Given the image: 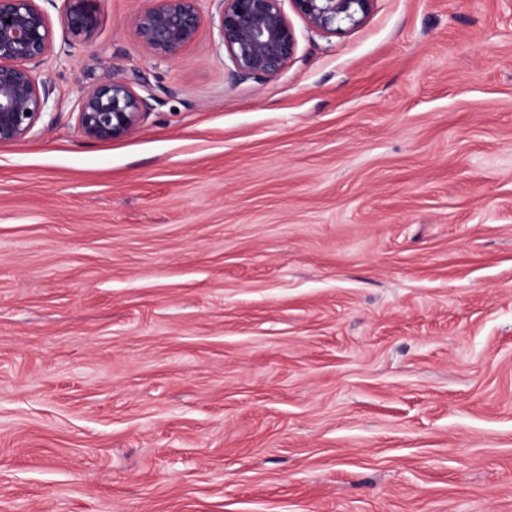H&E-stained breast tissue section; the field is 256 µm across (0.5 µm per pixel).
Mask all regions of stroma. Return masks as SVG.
<instances>
[{
  "instance_id": "stroma-1",
  "label": "stroma",
  "mask_w": 512,
  "mask_h": 512,
  "mask_svg": "<svg viewBox=\"0 0 512 512\" xmlns=\"http://www.w3.org/2000/svg\"><path fill=\"white\" fill-rule=\"evenodd\" d=\"M61 0L0 144V512H512V0H375L235 75L217 0ZM155 101L85 138L107 74ZM98 0H62V19L67 32L78 42L88 41L99 26ZM200 0H150L134 17L141 46L152 53L174 57L192 43L203 24Z\"/></svg>"
}]
</instances>
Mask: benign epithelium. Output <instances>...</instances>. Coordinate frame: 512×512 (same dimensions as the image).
<instances>
[{
    "mask_svg": "<svg viewBox=\"0 0 512 512\" xmlns=\"http://www.w3.org/2000/svg\"><path fill=\"white\" fill-rule=\"evenodd\" d=\"M62 19L72 39L85 42L99 26L97 0H62ZM199 0H150L134 17L141 46L174 57L192 43L203 24ZM217 29L242 76L264 80L294 59L295 32L282 0H218ZM313 29L327 34L362 23L375 0H289ZM53 47V28L38 0H0V143L19 141L49 108L53 87L35 73ZM137 81L112 73L84 91L77 123L84 137L106 141L129 134L150 109L151 95Z\"/></svg>",
    "mask_w": 512,
    "mask_h": 512,
    "instance_id": "benign-epithelium-1",
    "label": "benign epithelium"
}]
</instances>
